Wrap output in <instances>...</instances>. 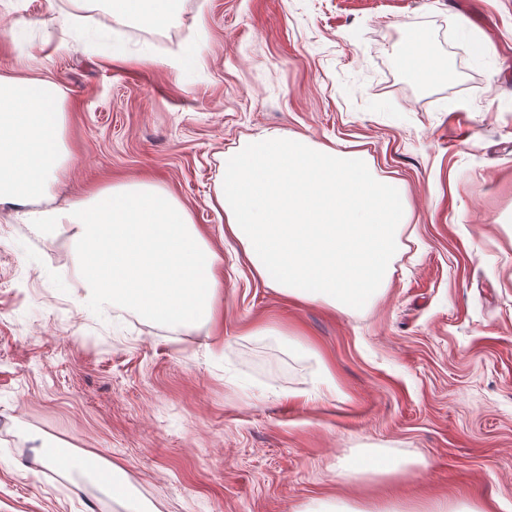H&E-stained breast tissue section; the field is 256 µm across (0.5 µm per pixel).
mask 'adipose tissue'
<instances>
[{
	"label": "adipose tissue",
	"mask_w": 512,
	"mask_h": 512,
	"mask_svg": "<svg viewBox=\"0 0 512 512\" xmlns=\"http://www.w3.org/2000/svg\"><path fill=\"white\" fill-rule=\"evenodd\" d=\"M113 18L156 29L177 17L183 0H107ZM401 66L424 81L445 76L422 38H411ZM67 96L53 77L0 75V205L43 228L65 229L79 244L73 276L88 305L124 308L183 328L222 322L220 257L187 208L164 186L117 181L90 189L66 207L53 206L67 171ZM45 467L92 470L113 495L128 487L116 469H90L87 458L41 446Z\"/></svg>",
	"instance_id": "obj_1"
}]
</instances>
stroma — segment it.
<instances>
[{
  "instance_id": "35a3bbf8",
  "label": "stroma",
  "mask_w": 512,
  "mask_h": 512,
  "mask_svg": "<svg viewBox=\"0 0 512 512\" xmlns=\"http://www.w3.org/2000/svg\"><path fill=\"white\" fill-rule=\"evenodd\" d=\"M87 2L99 17L0 0V73L54 77L69 101L55 204L116 180L170 189L223 259L224 324L212 346L88 307L70 231L1 206L0 512H127L44 467L38 437L118 467L151 512L388 495L512 512V0H184L141 34ZM413 36L442 80L400 66ZM275 129L362 152L404 188L412 219L370 308L290 300L225 238L219 155ZM372 449L407 470L337 479Z\"/></svg>"
}]
</instances>
